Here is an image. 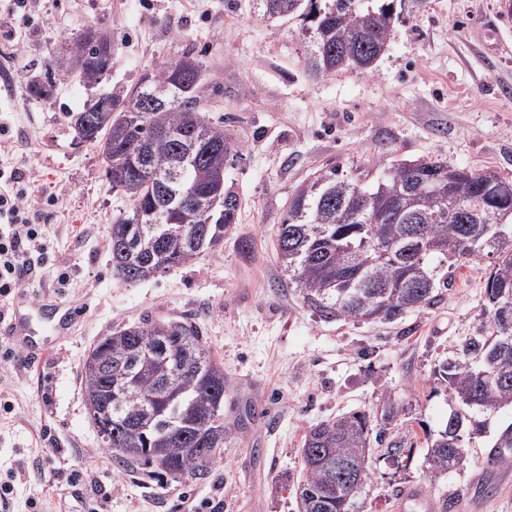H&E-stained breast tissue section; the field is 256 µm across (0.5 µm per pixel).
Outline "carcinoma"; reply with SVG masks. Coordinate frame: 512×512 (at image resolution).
I'll use <instances>...</instances> for the list:
<instances>
[{
    "instance_id": "obj_1",
    "label": "carcinoma",
    "mask_w": 512,
    "mask_h": 512,
    "mask_svg": "<svg viewBox=\"0 0 512 512\" xmlns=\"http://www.w3.org/2000/svg\"><path fill=\"white\" fill-rule=\"evenodd\" d=\"M262 16L297 18L305 56L323 77L347 70H369L374 48L393 31L392 0H256ZM63 70L47 67L31 92L50 96L56 82L75 76L95 88L111 61L95 44L78 36L66 41ZM166 62L148 80L106 103L92 95L80 112L68 115L75 134L90 130L112 188L128 195L131 208L112 222L108 250L112 268L127 285L186 264L198 254L192 231L209 249L232 223L236 198L224 191L219 167L234 152L224 127L204 108L202 64L192 73ZM166 102L142 118L129 109L143 97ZM193 190L198 207L185 223L167 206ZM467 212L462 222L444 217ZM277 257L306 307L323 321L393 320L435 302L445 282L442 265L459 268L491 260L485 283L487 306L478 335L440 368L448 390L469 408L495 411L512 406V181L494 171H469L438 160L392 165L369 184L335 168L319 173L293 195L277 228ZM90 353L120 377L115 388L82 370L85 404L98 433L111 432L117 464L147 475L199 479L221 459L229 431L224 428V367L206 348L200 331L178 320L129 325L98 342ZM181 379L183 394L173 400L166 385ZM147 408L153 419L137 433L139 449L120 450L118 440L131 424L129 413ZM215 416L203 430L199 421ZM465 416L453 413L443 431L427 440L432 476L462 465ZM372 421L364 412L319 423L301 448L302 476L295 486L299 512H352L357 494L371 479L367 461ZM491 461L512 466V423L497 435ZM361 465L357 486L342 477L336 463Z\"/></svg>"
}]
</instances>
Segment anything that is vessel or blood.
<instances>
[{
    "mask_svg": "<svg viewBox=\"0 0 512 512\" xmlns=\"http://www.w3.org/2000/svg\"><path fill=\"white\" fill-rule=\"evenodd\" d=\"M77 319L74 310L63 309L55 301L42 300L40 304L30 303L26 293H18L8 316L0 317V335L8 337L16 346L26 351L30 359H42L47 350L33 341L34 322H42L55 335H65Z\"/></svg>",
    "mask_w": 512,
    "mask_h": 512,
    "instance_id": "1",
    "label": "vessel or blood"
}]
</instances>
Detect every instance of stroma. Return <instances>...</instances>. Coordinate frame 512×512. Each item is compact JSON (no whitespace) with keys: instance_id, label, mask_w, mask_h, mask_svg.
Returning a JSON list of instances; mask_svg holds the SVG:
<instances>
[{"instance_id":"1","label":"stroma","mask_w":512,"mask_h":512,"mask_svg":"<svg viewBox=\"0 0 512 512\" xmlns=\"http://www.w3.org/2000/svg\"><path fill=\"white\" fill-rule=\"evenodd\" d=\"M393 38L374 69L311 74L296 19L267 20L254 0H0V171L21 169L42 205L47 258L24 286L79 317L64 336L39 334L42 363L0 335V485L10 512H298L293 485L309 427L361 411L373 477L356 512H398L403 489L429 503L408 512H512V467L492 465L512 409L470 410L480 429L467 460L430 477L427 435L457 410L438 365L479 325L488 260L460 267L434 304L394 320L326 322L281 287L275 231L295 190L332 167L379 177L402 160L439 159L512 179V14L506 0H398ZM93 24L112 40L102 92L129 88L183 55L201 62L213 121L238 150L224 168L234 224L217 251L134 286L107 250L128 205L95 148L77 145L67 113L91 92L78 78L31 95L56 49ZM252 248H241L242 240ZM189 319L223 365L232 434L203 479L158 482L115 463L85 405L82 366L101 337L144 320ZM401 444L409 457L393 458Z\"/></svg>"}]
</instances>
